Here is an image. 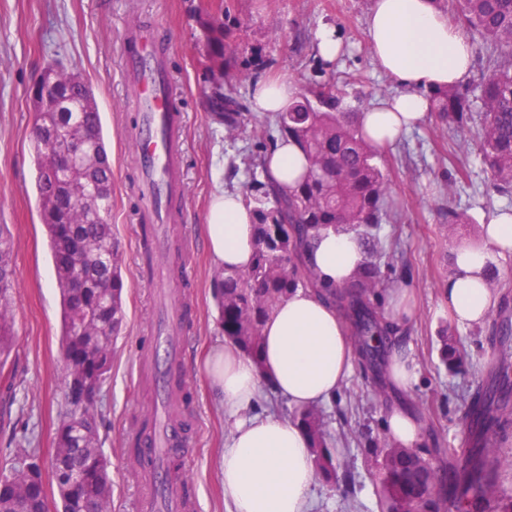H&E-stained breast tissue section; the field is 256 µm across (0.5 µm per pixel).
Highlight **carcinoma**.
Returning a JSON list of instances; mask_svg holds the SVG:
<instances>
[{"label": "carcinoma", "instance_id": "carcinoma-1", "mask_svg": "<svg viewBox=\"0 0 512 512\" xmlns=\"http://www.w3.org/2000/svg\"><path fill=\"white\" fill-rule=\"evenodd\" d=\"M453 23L476 33L481 43L500 54L472 90L442 87L428 93L432 111L456 134L479 117L482 163L490 187L512 193V0H451ZM197 24L204 44L206 82L214 121L228 135L237 130L241 103L232 83L255 76L238 67L224 33V10L203 14ZM30 95L36 123L32 133L37 162L36 187L61 294V351L69 371L68 410L58 427L51 463L59 512H109L112 502L110 463L100 448L94 400L112 364V341L125 324L124 279L118 241L112 231V166L100 112L90 85L56 63L45 67ZM357 112L345 102L333 76L302 88L288 110L266 116V142L249 162L255 238L253 261L245 273L217 269L213 298L227 341L259 360L261 326L273 307L298 288L318 282L305 258L311 239L322 232L349 231L361 241L365 261L353 283L326 288L331 300L345 299L357 326L355 346L370 357L390 343L389 332L366 305L364 297L382 286L386 252L381 225L397 215L399 204L358 123ZM80 142V151L62 158L49 138ZM293 140L306 159V171L291 193L284 195L269 181L265 150L277 138ZM83 274L81 288L73 287ZM14 248L0 225V369L14 346L9 315L15 285ZM500 362L490 400L496 420L508 407L512 347L507 320L497 324ZM296 420L316 453L319 475L331 482L336 464L332 438L316 408L297 410ZM478 448L459 481L448 485L447 472L417 448H398L389 439L374 445L379 461L380 512H441L452 501L456 512H512V495L499 489L504 465L495 439L482 430ZM0 512H49L48 496L35 455L18 448L10 474L0 477Z\"/></svg>", "mask_w": 512, "mask_h": 512}]
</instances>
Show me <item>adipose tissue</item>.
<instances>
[{
	"mask_svg": "<svg viewBox=\"0 0 512 512\" xmlns=\"http://www.w3.org/2000/svg\"><path fill=\"white\" fill-rule=\"evenodd\" d=\"M366 36L377 65L399 87L358 115L365 134L383 147L428 116L427 90L466 80L474 47L463 30L449 25L435 0H372ZM299 91L290 78L260 80L252 89L250 108L261 115L284 111ZM265 165L286 192L295 187L306 160L284 138L266 153ZM253 219L239 190L217 188L204 233L220 268L248 270ZM510 255L508 210L484 225L481 243L455 246L444 294L459 324L487 319L498 297L488 282L489 269ZM307 258L321 287L297 289L270 311L261 327L260 360L224 344L214 347L206 362L212 391L232 425L221 458L231 512H309L317 476L309 437L292 418L258 412L257 402L268 389L297 409L320 405L336 395L353 367L351 324L320 290L353 280L364 259L362 247L353 235L331 231L312 241Z\"/></svg>",
	"mask_w": 512,
	"mask_h": 512,
	"instance_id": "1",
	"label": "adipose tissue"
}]
</instances>
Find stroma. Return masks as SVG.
Returning <instances> with one entry per match:
<instances>
[{
	"instance_id": "stroma-1",
	"label": "stroma",
	"mask_w": 512,
	"mask_h": 512,
	"mask_svg": "<svg viewBox=\"0 0 512 512\" xmlns=\"http://www.w3.org/2000/svg\"><path fill=\"white\" fill-rule=\"evenodd\" d=\"M229 7L226 24L247 50L266 62L263 77L297 82L332 74L346 82V102H373L395 93V83L375 65L365 32L370 0H0V224L14 243L16 291L11 303L14 325L13 384L0 381V400L12 395L8 416H0V473L8 472L16 449L14 432L41 464H48L57 429L68 404L67 374L61 359L60 295L35 185L32 146L34 114L29 97L45 66L61 61L90 84L102 115L112 157V227L120 242L125 283L126 325L112 343V368L95 399L99 438L112 466V512H139L149 481L136 469L132 443L151 414L156 393L148 380L133 376L141 355L154 344L153 286L139 270V239L134 215L141 202L134 190L133 145L126 132L132 108L123 84L121 49L130 23L156 24L166 33V60L175 103L183 112L184 221L177 230L190 249L193 279L186 288L190 317L183 335L184 387L190 401L175 397L178 418L194 416L199 430L188 446L184 476L198 499L199 512H227L219 458L229 435L224 410L213 397L202 365L210 348L224 343L211 280L217 264L203 233L216 187L245 190L246 161L262 139L265 121L249 106L250 84L237 87L239 131L228 135L213 122L204 93L206 58L198 40V15ZM336 30L343 50L334 61L315 52L320 29ZM479 126L465 133L467 152L436 113L382 149L380 164L403 208L383 225L391 243L384 272L388 285L409 288L415 302L412 321L393 341L416 359L419 379L403 395L389 387L384 369L367 370L354 362L336 396L323 404L337 443L336 481H317L311 491L313 512H379L378 465L374 440L385 437L388 410L398 403L412 408L421 424V445L437 449V462L454 470L474 448L462 430L487 406L495 359L489 323L461 326L451 316L444 284L450 255L462 240L477 242L495 210L512 209V195L486 191L487 175L475 142ZM465 213L468 223L448 228V209ZM455 336L469 361L446 367L441 361L444 335Z\"/></svg>"
}]
</instances>
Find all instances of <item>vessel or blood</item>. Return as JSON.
<instances>
[{
    "label": "vessel or blood",
    "instance_id": "vessel-or-blood-1",
    "mask_svg": "<svg viewBox=\"0 0 512 512\" xmlns=\"http://www.w3.org/2000/svg\"><path fill=\"white\" fill-rule=\"evenodd\" d=\"M123 76L134 92L139 113L137 131L131 140L140 161V190L143 205L140 223L149 225L156 258V301L154 319L155 345L162 349L166 362L154 369L159 393L158 413L141 436L144 457L155 467H163L167 457L180 454L187 444L186 431L162 408L171 401L167 384V367L181 362L183 342L180 338L182 294L166 278L165 264L173 256L171 224L180 219L186 186L183 177V136L185 117L165 93V48L154 32L133 27L128 29ZM166 512H195V499L186 496L181 482L170 483L164 501L152 494L142 499L144 512H155L157 505Z\"/></svg>",
    "mask_w": 512,
    "mask_h": 512
}]
</instances>
